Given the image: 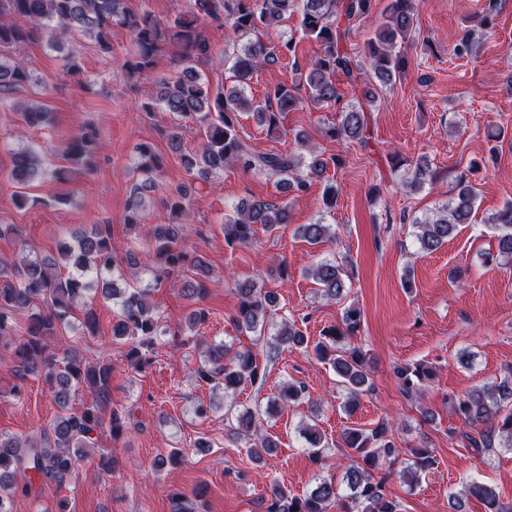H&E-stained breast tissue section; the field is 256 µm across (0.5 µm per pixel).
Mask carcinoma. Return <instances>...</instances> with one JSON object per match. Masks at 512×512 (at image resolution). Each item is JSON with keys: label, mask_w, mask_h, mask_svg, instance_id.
Returning <instances> with one entry per match:
<instances>
[{"label": "carcinoma", "mask_w": 512, "mask_h": 512, "mask_svg": "<svg viewBox=\"0 0 512 512\" xmlns=\"http://www.w3.org/2000/svg\"><path fill=\"white\" fill-rule=\"evenodd\" d=\"M299 1L303 32L318 44L319 53L308 64L296 67L298 83L292 87L277 85L261 100L247 94L249 83L262 67L296 51V44L290 39L270 47L258 38L245 46L243 54L235 56L229 67L230 86L212 90L196 67L197 62L214 55L201 27L202 17L222 19L230 23L235 33L248 37L277 27ZM371 12L372 0H193L190 10L163 23L146 10H128L125 0H0V100L6 102L18 92L40 84L33 71L13 58L21 46L39 34H47L49 46L58 51L63 49L62 42L67 36L81 35L94 41L100 53L109 55L112 26L130 32L136 50L127 62L128 75L152 78L156 89L155 97L143 103L141 110L148 115L162 110L177 117L178 123L165 135L190 176V182L170 195V223L148 229L145 245L154 258L155 284H161L162 278L176 271L193 270V278L183 281L180 287L183 296L196 304L187 318L188 330L193 331L205 324L209 316L202 302L210 277L209 266L183 246L185 216L194 193L199 185L209 183L231 164L246 172L275 176L277 185L296 192L304 191L308 181L322 178L330 165H338L336 157L327 158L313 147L299 154L261 152L241 134L239 116L249 112L264 126L268 137L277 138L283 130L282 117L298 106L297 92L302 88L310 102L340 111V122L325 131L327 138L367 142L366 115L355 104L342 103L335 78L342 75L353 84L361 74L360 64L345 50L344 43L353 23L369 17ZM417 12L416 0H389L382 21L366 45L368 70L384 89L392 87L407 69L401 47L412 35ZM170 44L179 47L176 75L156 78L155 58ZM15 111L23 129L44 127L52 120V113L37 102L17 105ZM190 124L199 128L203 141L197 151L186 154L181 152L182 132ZM100 147L97 129L84 126L77 137L60 149L64 165L53 170L52 177L65 182L74 170L92 169ZM9 155L8 180L14 187L16 205L24 207L29 202L27 190L44 175L43 149L11 148ZM135 155L137 178L128 197L126 223L138 228L146 191L155 187L162 160L152 144L143 141L135 147ZM433 178L430 164L423 159L408 172L406 186L416 190ZM456 188V197L435 215L412 220L423 251L439 250L458 225L470 223L477 200L476 188L464 174ZM290 221L291 207L287 202L242 200L234 206L233 214L225 218L224 241L231 248L247 245L256 235V226L272 232ZM487 223L498 231V254L512 257V203L505 204ZM298 235L311 245H320L333 237L330 225L320 221L300 225ZM124 265L131 268L135 263L131 253L121 256L112 248L109 224H94L75 236L73 243L61 245L57 259H41L23 251L11 262L0 259V347L12 349L19 366L10 394L21 397L27 377L36 376L52 391L61 409V414L38 438L0 435V512H9L6 504L20 491L30 493L36 481L41 489L60 488L67 483L76 463L95 447L94 435L100 431L108 430L114 439L127 433L129 413L110 408L112 364L104 360L90 363L67 349L59 354L50 347L58 327L70 323L77 311L83 313L81 335H99L96 313L86 307L88 294L94 292L118 307L112 339L127 345L125 359L129 367L140 371L151 364L158 336L163 333L161 318L150 299L152 288L117 286L114 274L121 272ZM308 275L319 285L323 298H343L349 280L343 266L323 260ZM235 292L239 304L232 322L239 333L254 337L255 343L262 342L273 352L302 349L319 362L329 364L347 390L343 404L347 410L357 406L360 396L372 391L367 355L351 341L361 326L358 307L344 308L342 323L324 330L320 340L313 344L297 319L283 312L278 293L268 289L264 280L238 279ZM21 313L26 321L19 325L16 316ZM197 344L204 346L196 368L199 382L221 388L230 397L248 386L260 389L266 383L267 367L259 364L253 348L235 349L203 336L197 338ZM396 375L404 393L413 396L431 379L432 371L424 364L406 365L397 369ZM80 390L87 392L91 402L75 410L71 399ZM304 393L303 386L287 381L279 390L276 404H295ZM228 412L234 419L233 439L243 443L250 460L260 461L277 450L278 443L261 433L258 410L235 411L230 407ZM456 412L466 426L476 431L468 436L474 454L484 455L497 444L512 450V372L497 384L472 388L458 400ZM302 433L309 457L319 460L328 441L315 425L302 428ZM341 441L351 461L343 476L348 494H340L341 486L332 477L318 479L303 495L293 494L274 480L270 483L265 512H330L336 503L346 500L350 501L351 512H398L397 503L387 494L388 475L378 476L375 471L384 464L390 468L399 466L407 480L416 482L437 465L429 448L400 452L386 423L370 430L348 428ZM182 458L183 451L174 448L156 457L153 466L161 471L181 464ZM471 498L483 504L484 512H512V506L502 504L491 487L478 482L469 483L462 492L450 496L448 508L451 512H466V502Z\"/></svg>", "instance_id": "obj_1"}]
</instances>
